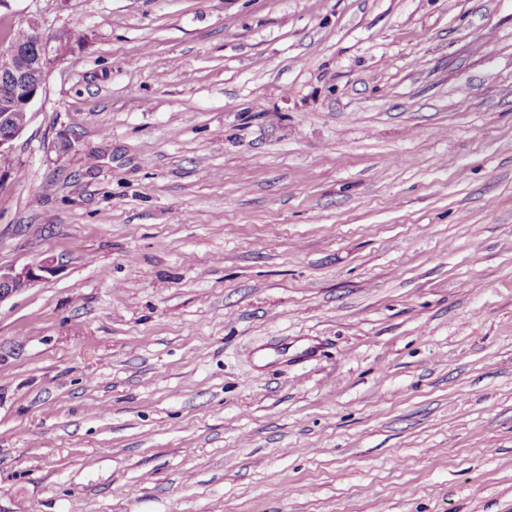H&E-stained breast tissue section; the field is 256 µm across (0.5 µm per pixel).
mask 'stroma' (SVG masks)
Masks as SVG:
<instances>
[{"label": "stroma", "mask_w": 512, "mask_h": 512, "mask_svg": "<svg viewBox=\"0 0 512 512\" xmlns=\"http://www.w3.org/2000/svg\"><path fill=\"white\" fill-rule=\"evenodd\" d=\"M32 18L0 512H512V0ZM51 260H45L38 264L25 265L20 268H0V302L6 298L30 288L37 281L44 278L42 273L53 272Z\"/></svg>", "instance_id": "1"}]
</instances>
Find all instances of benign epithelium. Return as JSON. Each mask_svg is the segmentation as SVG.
Returning <instances> with one entry per match:
<instances>
[{"label": "benign epithelium", "instance_id": "obj_1", "mask_svg": "<svg viewBox=\"0 0 512 512\" xmlns=\"http://www.w3.org/2000/svg\"><path fill=\"white\" fill-rule=\"evenodd\" d=\"M57 46L43 38L36 19L26 28V39L0 48V159L9 155L13 142L28 127L35 103L46 91L51 66L59 51L74 43L68 32L56 38ZM53 272L50 260L20 268H0V302L31 287Z\"/></svg>", "mask_w": 512, "mask_h": 512}]
</instances>
